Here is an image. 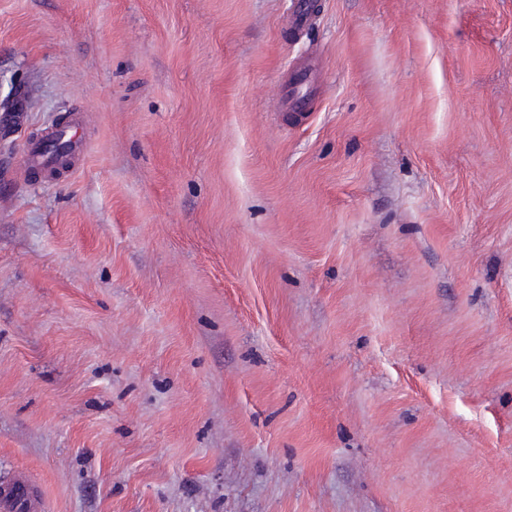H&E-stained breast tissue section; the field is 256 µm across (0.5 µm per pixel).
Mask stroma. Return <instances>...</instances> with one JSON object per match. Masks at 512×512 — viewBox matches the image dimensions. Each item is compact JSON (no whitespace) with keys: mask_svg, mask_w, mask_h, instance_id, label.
Masks as SVG:
<instances>
[{"mask_svg":"<svg viewBox=\"0 0 512 512\" xmlns=\"http://www.w3.org/2000/svg\"><path fill=\"white\" fill-rule=\"evenodd\" d=\"M320 3L0 0V485L512 512V0Z\"/></svg>","mask_w":512,"mask_h":512,"instance_id":"1","label":"stroma"}]
</instances>
